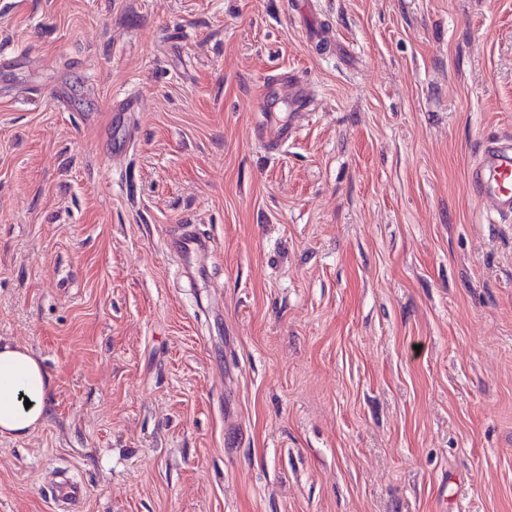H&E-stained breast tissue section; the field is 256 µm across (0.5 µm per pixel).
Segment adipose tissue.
<instances>
[{"label": "adipose tissue", "instance_id": "1", "mask_svg": "<svg viewBox=\"0 0 512 512\" xmlns=\"http://www.w3.org/2000/svg\"><path fill=\"white\" fill-rule=\"evenodd\" d=\"M52 378L33 353L0 341V436H25L47 419Z\"/></svg>", "mask_w": 512, "mask_h": 512}]
</instances>
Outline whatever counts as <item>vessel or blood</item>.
<instances>
[{
    "instance_id": "obj_1",
    "label": "vessel or blood",
    "mask_w": 512,
    "mask_h": 512,
    "mask_svg": "<svg viewBox=\"0 0 512 512\" xmlns=\"http://www.w3.org/2000/svg\"><path fill=\"white\" fill-rule=\"evenodd\" d=\"M470 182L491 208L490 223L512 221V143L488 142L471 169ZM84 496L83 485L65 481L58 485L52 504L59 510L78 503Z\"/></svg>"
}]
</instances>
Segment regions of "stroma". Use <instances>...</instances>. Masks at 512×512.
Segmentation results:
<instances>
[{"instance_id": "1", "label": "stroma", "mask_w": 512, "mask_h": 512, "mask_svg": "<svg viewBox=\"0 0 512 512\" xmlns=\"http://www.w3.org/2000/svg\"><path fill=\"white\" fill-rule=\"evenodd\" d=\"M0 50V338L53 380L0 512L64 474L79 512H512V223L469 179L512 0H0Z\"/></svg>"}]
</instances>
